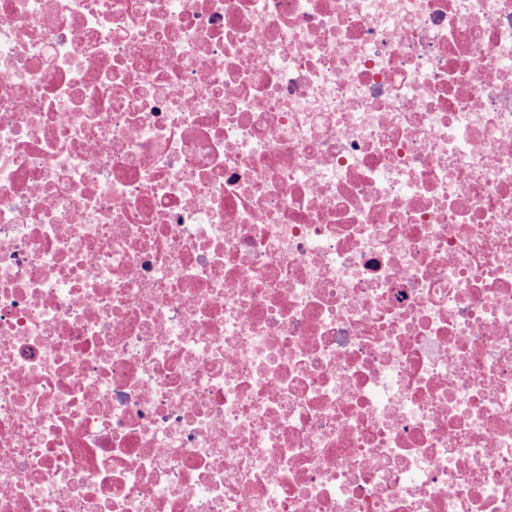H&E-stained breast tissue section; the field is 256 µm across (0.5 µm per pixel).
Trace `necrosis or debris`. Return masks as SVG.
Here are the masks:
<instances>
[{"label": "necrosis or debris", "instance_id": "1", "mask_svg": "<svg viewBox=\"0 0 512 512\" xmlns=\"http://www.w3.org/2000/svg\"><path fill=\"white\" fill-rule=\"evenodd\" d=\"M0 512H512V0H0Z\"/></svg>", "mask_w": 512, "mask_h": 512}]
</instances>
